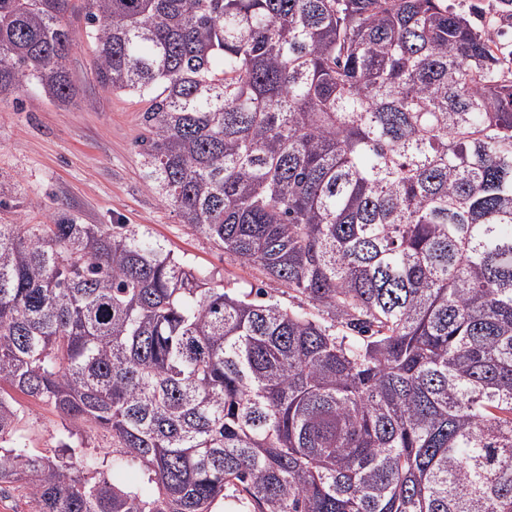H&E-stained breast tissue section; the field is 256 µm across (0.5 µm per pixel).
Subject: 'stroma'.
Segmentation results:
<instances>
[{"mask_svg": "<svg viewBox=\"0 0 512 512\" xmlns=\"http://www.w3.org/2000/svg\"><path fill=\"white\" fill-rule=\"evenodd\" d=\"M447 3L462 14L478 8L482 20L504 30L500 58L512 69V7L499 0ZM72 4L73 100L58 104L33 87L0 95V224H46L62 212L80 224H128L227 287H260L266 299L300 307L293 292L189 229L149 190L137 147L146 104L97 84L82 0ZM61 430L50 407L31 404L24 425L27 451L58 450Z\"/></svg>", "mask_w": 512, "mask_h": 512, "instance_id": "stroma-1", "label": "stroma"}]
</instances>
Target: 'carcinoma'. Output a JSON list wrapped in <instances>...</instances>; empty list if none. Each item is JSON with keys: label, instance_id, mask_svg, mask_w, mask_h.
Listing matches in <instances>:
<instances>
[{"label": "carcinoma", "instance_id": "obj_1", "mask_svg": "<svg viewBox=\"0 0 512 512\" xmlns=\"http://www.w3.org/2000/svg\"><path fill=\"white\" fill-rule=\"evenodd\" d=\"M71 0H0V94L73 97ZM148 187L313 311L126 224H0L3 485L30 512H512V72L445 0H83ZM62 454L18 448L28 408ZM102 432L125 487L76 474Z\"/></svg>", "mask_w": 512, "mask_h": 512}]
</instances>
